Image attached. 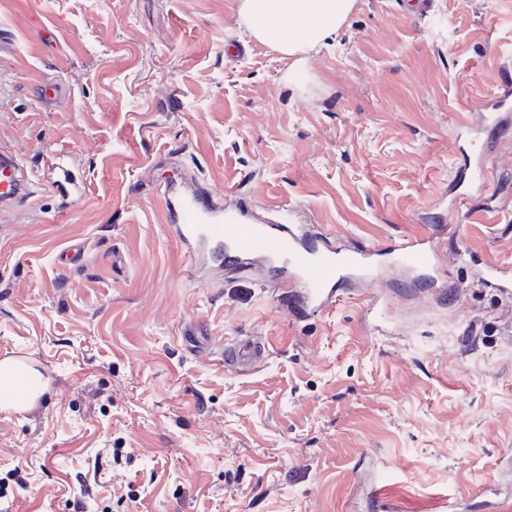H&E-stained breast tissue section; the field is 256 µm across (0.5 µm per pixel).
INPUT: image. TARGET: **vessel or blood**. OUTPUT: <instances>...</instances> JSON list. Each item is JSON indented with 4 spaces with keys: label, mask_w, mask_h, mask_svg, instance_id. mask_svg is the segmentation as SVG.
Here are the masks:
<instances>
[{
    "label": "vessel or blood",
    "mask_w": 512,
    "mask_h": 512,
    "mask_svg": "<svg viewBox=\"0 0 512 512\" xmlns=\"http://www.w3.org/2000/svg\"><path fill=\"white\" fill-rule=\"evenodd\" d=\"M164 201V221L169 232L187 249L186 273L203 278L206 271L226 266L251 267L262 263L272 276L269 286L276 295H287L293 311L325 315L344 301L345 284L364 277L379 255L364 248L353 256L338 258L334 241L304 224H279L270 205L258 216L242 200L225 202L186 176L160 188ZM68 205L82 195V186L67 157L48 154L43 177L33 180L21 157L0 145V221H9L15 212L36 209L42 195ZM387 250L396 263L416 275L440 269V253L432 233L416 234L391 242ZM478 284L512 293V279L499 266L484 264ZM270 354L265 338L235 337L224 342L225 370L249 372Z\"/></svg>",
    "instance_id": "vessel-or-blood-1"
}]
</instances>
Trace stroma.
Segmentation results:
<instances>
[{
	"mask_svg": "<svg viewBox=\"0 0 512 512\" xmlns=\"http://www.w3.org/2000/svg\"><path fill=\"white\" fill-rule=\"evenodd\" d=\"M239 0H0V144L67 154L82 198L0 223V354L38 402L0 416V512H487L512 501V0H357L292 58L245 38ZM57 85L52 102L44 84ZM494 223L442 239L428 286L390 262L303 319L263 273L189 279L157 187L190 168L255 209L295 206L337 247L456 224L464 171ZM82 261L58 255L73 244ZM269 357L225 372L224 341ZM477 283L482 286L497 288L500 292L511 295L512 280L504 277L500 267L492 263H484L482 272L477 278Z\"/></svg>",
	"mask_w": 512,
	"mask_h": 512,
	"instance_id": "1",
	"label": "stroma"
}]
</instances>
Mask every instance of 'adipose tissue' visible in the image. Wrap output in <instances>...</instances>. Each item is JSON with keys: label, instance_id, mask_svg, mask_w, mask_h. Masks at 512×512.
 Wrapping results in <instances>:
<instances>
[{"label": "adipose tissue", "instance_id": "obj_1", "mask_svg": "<svg viewBox=\"0 0 512 512\" xmlns=\"http://www.w3.org/2000/svg\"><path fill=\"white\" fill-rule=\"evenodd\" d=\"M357 0H240L239 11L249 37L291 57L292 69L304 71L306 54L345 24ZM44 385L37 373L19 363L0 361V402L22 409Z\"/></svg>", "mask_w": 512, "mask_h": 512}]
</instances>
